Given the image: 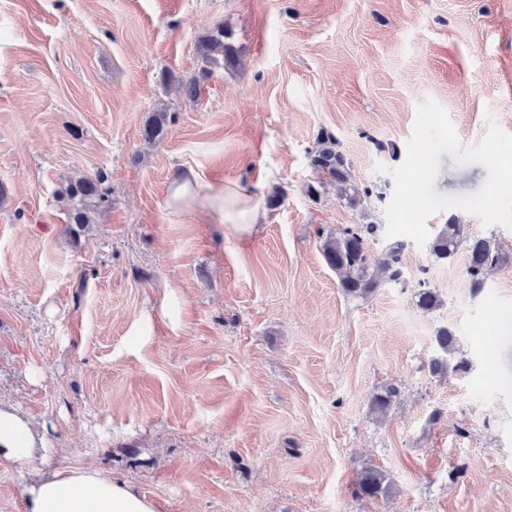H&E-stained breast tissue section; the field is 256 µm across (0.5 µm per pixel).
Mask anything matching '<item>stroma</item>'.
<instances>
[{
	"instance_id": "1",
	"label": "stroma",
	"mask_w": 512,
	"mask_h": 512,
	"mask_svg": "<svg viewBox=\"0 0 512 512\" xmlns=\"http://www.w3.org/2000/svg\"><path fill=\"white\" fill-rule=\"evenodd\" d=\"M220 25L236 66L197 55ZM429 98L464 145L491 118L512 134V0H0V401L47 445L0 464V512L81 467L154 512H512V229L440 212L430 233L463 227L454 255L407 242L401 279L360 297L322 254L373 224L384 258L388 171ZM326 135L373 192L358 207L311 165ZM187 168L261 185L264 224L172 211ZM487 175L445 153L435 189ZM98 176L105 203L72 225L68 187ZM474 237L502 253L479 289ZM422 281L438 309L417 306ZM443 327L457 351L435 375ZM371 469L388 496L358 495Z\"/></svg>"
}]
</instances>
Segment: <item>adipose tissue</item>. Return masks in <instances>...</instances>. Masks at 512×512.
<instances>
[{
    "instance_id": "adipose-tissue-1",
    "label": "adipose tissue",
    "mask_w": 512,
    "mask_h": 512,
    "mask_svg": "<svg viewBox=\"0 0 512 512\" xmlns=\"http://www.w3.org/2000/svg\"><path fill=\"white\" fill-rule=\"evenodd\" d=\"M259 187L235 182L213 187L195 171L172 178L168 204L181 211L203 212L209 223L234 225L238 234L252 233L263 223ZM44 443L30 420L12 405L0 402V460L23 463L33 459ZM27 512H154L145 497L126 484L92 468L58 470L37 477L27 489Z\"/></svg>"
}]
</instances>
